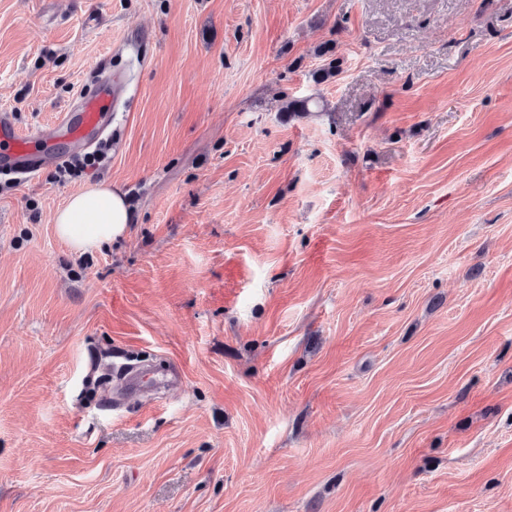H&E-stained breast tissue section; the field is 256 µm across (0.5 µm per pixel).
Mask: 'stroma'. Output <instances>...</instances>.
Here are the masks:
<instances>
[{
  "mask_svg": "<svg viewBox=\"0 0 512 512\" xmlns=\"http://www.w3.org/2000/svg\"><path fill=\"white\" fill-rule=\"evenodd\" d=\"M104 62L100 166L0 181V512H512V0H0L21 130ZM132 212L118 187L101 186L72 195L55 216L59 238L77 251L100 249L121 237Z\"/></svg>",
  "mask_w": 512,
  "mask_h": 512,
  "instance_id": "stroma-1",
  "label": "stroma"
}]
</instances>
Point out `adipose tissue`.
Returning a JSON list of instances; mask_svg holds the SVG:
<instances>
[{"label": "adipose tissue", "instance_id": "1", "mask_svg": "<svg viewBox=\"0 0 512 512\" xmlns=\"http://www.w3.org/2000/svg\"><path fill=\"white\" fill-rule=\"evenodd\" d=\"M131 222L123 192L107 186L72 195L55 216L59 238L78 251L110 244L125 234Z\"/></svg>", "mask_w": 512, "mask_h": 512}]
</instances>
